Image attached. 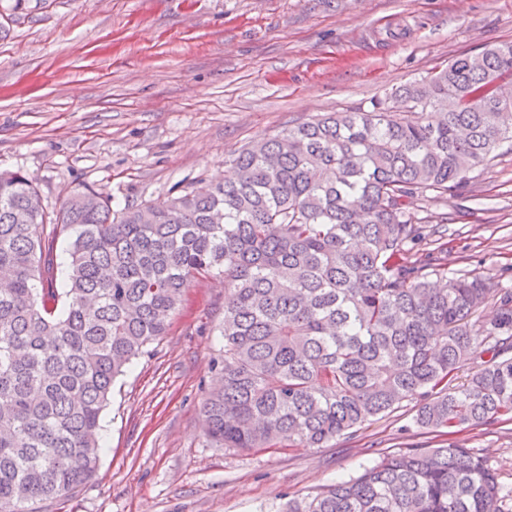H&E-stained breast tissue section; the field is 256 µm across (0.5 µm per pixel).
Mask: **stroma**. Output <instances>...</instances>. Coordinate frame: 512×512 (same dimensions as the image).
<instances>
[{"instance_id":"35a3bbf8","label":"stroma","mask_w":512,"mask_h":512,"mask_svg":"<svg viewBox=\"0 0 512 512\" xmlns=\"http://www.w3.org/2000/svg\"><path fill=\"white\" fill-rule=\"evenodd\" d=\"M0 169L47 208L87 187L113 208L230 177L231 155L512 41V0H0ZM449 276L512 288V152L461 199L416 201ZM224 284L191 280L170 326L119 376L93 478L42 512H278L382 454L437 448L417 400L322 448L226 451L203 432L224 355ZM512 487V420L454 436Z\"/></svg>"}]
</instances>
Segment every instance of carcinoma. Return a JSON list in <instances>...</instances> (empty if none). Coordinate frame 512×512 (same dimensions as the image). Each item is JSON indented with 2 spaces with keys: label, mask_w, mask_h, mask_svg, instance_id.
Segmentation results:
<instances>
[{
  "label": "carcinoma",
  "mask_w": 512,
  "mask_h": 512,
  "mask_svg": "<svg viewBox=\"0 0 512 512\" xmlns=\"http://www.w3.org/2000/svg\"><path fill=\"white\" fill-rule=\"evenodd\" d=\"M507 142L512 41L246 146L233 179L164 207L116 211L84 188L49 212L27 174L0 171V512L92 477L114 380L204 273L224 277V364L204 405L220 448H322L417 397V426L437 433L511 420L512 289L448 277L415 250L413 211L428 191L457 197ZM281 512H512V488L450 442L386 453Z\"/></svg>",
  "instance_id": "carcinoma-1"
}]
</instances>
